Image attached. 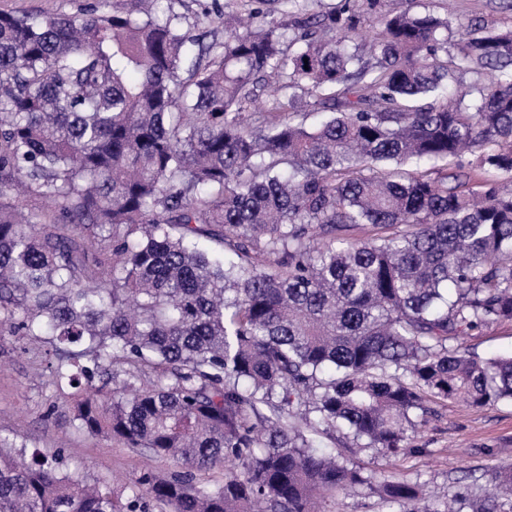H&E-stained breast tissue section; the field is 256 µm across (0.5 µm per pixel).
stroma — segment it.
I'll list each match as a JSON object with an SVG mask.
<instances>
[{
  "label": "stroma",
  "mask_w": 512,
  "mask_h": 512,
  "mask_svg": "<svg viewBox=\"0 0 512 512\" xmlns=\"http://www.w3.org/2000/svg\"><path fill=\"white\" fill-rule=\"evenodd\" d=\"M89 0H0V12L52 17L71 15ZM420 11L450 15L453 26L481 20L512 25V0H422ZM466 348L485 356L512 354V323L492 325L465 337ZM44 349L29 339L0 340V432L43 452H61L72 467H87L101 480L129 482L144 470H175V463L92 436L68 425V411L55 400L42 367ZM414 453L385 460L372 449L353 456L358 465L383 475L425 482L438 498L453 496L456 481L469 470L512 467V402L473 408L451 401L438 406L411 440Z\"/></svg>",
  "instance_id": "1"
}]
</instances>
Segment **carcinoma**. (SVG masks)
Instances as JSON below:
<instances>
[{"label": "carcinoma", "instance_id": "carcinoma-1", "mask_svg": "<svg viewBox=\"0 0 512 512\" xmlns=\"http://www.w3.org/2000/svg\"><path fill=\"white\" fill-rule=\"evenodd\" d=\"M161 2L0 12V337L51 346L74 429L181 469L115 485L0 434V512H512V467L448 502L347 456L512 401V354L462 346L512 322V27L257 0L207 45ZM319 507L326 512H379L381 510L377 499L366 493L339 494L335 498L320 503Z\"/></svg>", "mask_w": 512, "mask_h": 512}]
</instances>
